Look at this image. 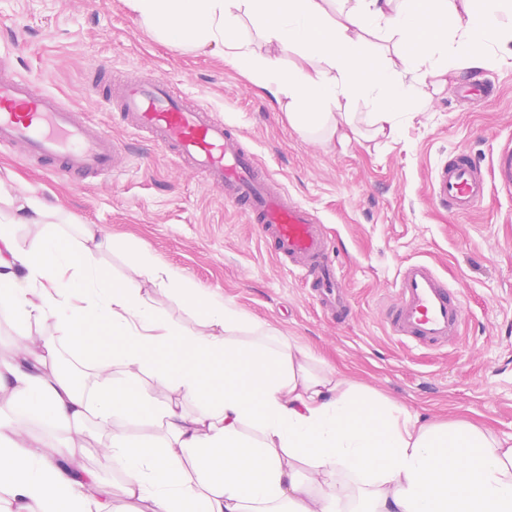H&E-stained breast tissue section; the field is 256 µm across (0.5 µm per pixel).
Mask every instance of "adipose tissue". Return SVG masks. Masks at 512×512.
Instances as JSON below:
<instances>
[{"mask_svg":"<svg viewBox=\"0 0 512 512\" xmlns=\"http://www.w3.org/2000/svg\"><path fill=\"white\" fill-rule=\"evenodd\" d=\"M162 42L218 54L285 99L300 133L349 141L353 110L396 139L420 112L417 84L458 66L512 65V0H122ZM391 46L379 50L376 38ZM265 53H257L254 39ZM300 61L284 67L280 54ZM0 222V311L23 330L0 362V492L7 512H512V435L467 421L424 423L332 373L214 293L139 251L114 279L97 258L117 242L90 224L18 245ZM151 283L196 310L190 329L155 308ZM54 320L62 339L33 337ZM249 333L240 341L239 333ZM93 369V390L57 369L60 343ZM200 402L191 412L186 402ZM141 412L158 434H115ZM256 434L248 436L245 426ZM107 447L120 489L74 448Z\"/></svg>","mask_w":512,"mask_h":512,"instance_id":"ef3b65f1","label":"adipose tissue"}]
</instances>
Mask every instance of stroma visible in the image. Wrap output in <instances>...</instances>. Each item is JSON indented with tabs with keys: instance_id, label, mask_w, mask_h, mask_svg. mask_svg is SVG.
<instances>
[{
	"instance_id": "1",
	"label": "stroma",
	"mask_w": 512,
	"mask_h": 512,
	"mask_svg": "<svg viewBox=\"0 0 512 512\" xmlns=\"http://www.w3.org/2000/svg\"><path fill=\"white\" fill-rule=\"evenodd\" d=\"M0 54L131 150L125 174L76 184L2 149L0 214L11 215L12 200L38 199L50 221L95 224L127 243V251L99 256L115 277L126 273L132 250H148L308 349L319 367L421 420L467 419L512 434V194L490 187L465 216L429 195L431 174L449 154L467 151L486 170L495 149L512 143V66L462 69L440 91L424 85L430 105L404 116L397 140L366 134L343 144L305 138L272 94L216 55L162 43L121 0H0ZM102 65L162 71L239 127L278 188L319 216L339 253L345 319L321 308L300 271L267 252L221 192L132 136L119 113L88 92V75ZM409 260L430 262L460 294L461 337L441 349L392 337L381 318Z\"/></svg>"
}]
</instances>
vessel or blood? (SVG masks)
<instances>
[{
  "label": "vessel or blood",
  "mask_w": 512,
  "mask_h": 512,
  "mask_svg": "<svg viewBox=\"0 0 512 512\" xmlns=\"http://www.w3.org/2000/svg\"><path fill=\"white\" fill-rule=\"evenodd\" d=\"M88 87L119 112L127 129L148 134L154 146L223 189L281 260L300 269L310 288L326 297L324 307L339 314L345 305L342 279L317 214L272 186L270 173L214 110L177 93L165 73L143 78L91 80ZM0 146L19 151L26 162L77 182L122 172L123 149L104 129L84 119L57 95L37 90L0 56ZM512 192V146L496 149L490 172L464 150L449 155L434 171L432 201L454 215L474 211L490 185ZM393 334L434 348L456 339L463 308L456 291L422 261L398 273L396 295L382 311Z\"/></svg>",
  "instance_id": "1"
}]
</instances>
